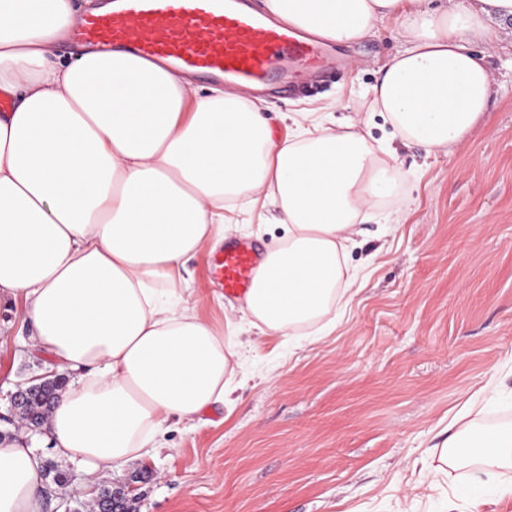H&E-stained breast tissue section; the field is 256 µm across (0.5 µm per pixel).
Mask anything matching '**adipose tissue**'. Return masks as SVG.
<instances>
[{
    "instance_id": "obj_1",
    "label": "adipose tissue",
    "mask_w": 512,
    "mask_h": 512,
    "mask_svg": "<svg viewBox=\"0 0 512 512\" xmlns=\"http://www.w3.org/2000/svg\"><path fill=\"white\" fill-rule=\"evenodd\" d=\"M288 26L352 45L390 19L403 47L382 67L369 111L391 139L451 152L480 122L493 81L472 42L495 43L490 19L512 0H262ZM71 0H0V294L20 305L34 345L79 376L49 416L55 450L89 473L140 458L170 417L223 405L240 354L183 301L186 259L224 239L226 201L259 194L284 234L240 306L238 329L316 335L353 284L348 266L366 211L395 199L402 172L369 118L328 127L299 112L274 140L260 101L107 50L69 59L52 44L75 20ZM448 424L444 465L470 486L512 495V428L491 447ZM41 457L0 442V512H38Z\"/></svg>"
}]
</instances>
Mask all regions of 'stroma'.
<instances>
[{"label":"stroma","instance_id":"35a3bbf8","mask_svg":"<svg viewBox=\"0 0 512 512\" xmlns=\"http://www.w3.org/2000/svg\"><path fill=\"white\" fill-rule=\"evenodd\" d=\"M491 60L488 110L452 154L397 144L406 176L397 204L369 210L349 256L360 276L330 315L327 336L237 338L249 381L232 406L170 418L157 447L88 474L58 455L46 430L22 428L11 397L54 374L19 309L0 303V433L35 448L68 477L43 481L47 512H80L103 486L131 481L137 512H512V496L464 493L462 469L426 472L429 452L470 401L484 427L512 424V21ZM403 47L393 21L343 47L347 66L306 78L277 70L263 98L275 137L288 113L363 111L357 89ZM231 238L266 248L284 230L239 199ZM211 250L186 263L189 306L218 327L239 319L210 274ZM495 380L497 396L485 394ZM144 474L132 482L134 474Z\"/></svg>","mask_w":512,"mask_h":512}]
</instances>
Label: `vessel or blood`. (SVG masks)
I'll return each instance as SVG.
<instances>
[{
  "mask_svg": "<svg viewBox=\"0 0 512 512\" xmlns=\"http://www.w3.org/2000/svg\"><path fill=\"white\" fill-rule=\"evenodd\" d=\"M72 42L92 50L118 49L212 79L259 89L274 69L292 61L316 64L317 43L271 26L244 9L242 0H116L83 16ZM260 255L248 241H229L211 259L210 272L225 296L251 288Z\"/></svg>",
  "mask_w": 512,
  "mask_h": 512,
  "instance_id": "obj_1",
  "label": "vessel or blood"
}]
</instances>
